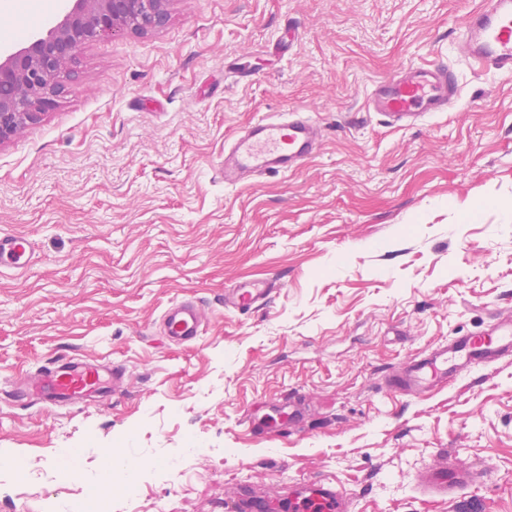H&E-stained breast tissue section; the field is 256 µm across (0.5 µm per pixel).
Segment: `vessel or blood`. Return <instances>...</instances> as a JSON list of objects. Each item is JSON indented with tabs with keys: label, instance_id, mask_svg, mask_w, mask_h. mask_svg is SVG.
Returning a JSON list of instances; mask_svg holds the SVG:
<instances>
[{
	"label": "vessel or blood",
	"instance_id": "vessel-or-blood-1",
	"mask_svg": "<svg viewBox=\"0 0 512 512\" xmlns=\"http://www.w3.org/2000/svg\"><path fill=\"white\" fill-rule=\"evenodd\" d=\"M459 46L463 56L486 71L512 74V0H482L461 23ZM460 95V86L443 62L411 67L377 81L368 95V109L382 113L392 123L410 125L421 118L447 111ZM320 127L307 112L268 115L242 128L224 145L221 168L224 183L237 185L241 175H269L299 168L318 150ZM32 244L26 235L0 232V267L21 269L30 265ZM277 288L275 279L238 281L224 291V306L244 313L266 305ZM206 313L191 300L174 301L163 314L166 340L197 341L204 332ZM512 353V323L493 325L489 332L458 336L431 349L405 367L392 381L404 396H420L447 379L449 373L470 365L494 362ZM126 368L95 362L68 361L38 371L26 395L54 404L103 399L124 392ZM484 477L483 472L457 467L447 459L421 471L422 492L443 501H457ZM298 512H347L346 498L335 486L320 483L298 492Z\"/></svg>",
	"mask_w": 512,
	"mask_h": 512
}]
</instances>
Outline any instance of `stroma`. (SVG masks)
<instances>
[{"instance_id": "stroma-1", "label": "stroma", "mask_w": 512, "mask_h": 512, "mask_svg": "<svg viewBox=\"0 0 512 512\" xmlns=\"http://www.w3.org/2000/svg\"><path fill=\"white\" fill-rule=\"evenodd\" d=\"M481 0H173L158 31L83 47L40 121L0 144V497L46 512L103 489L102 451L139 463L129 512H233L244 490L329 481L348 512H512V357L402 397L389 377L512 315V76L457 36ZM446 62L461 94L411 127L368 111L374 82ZM323 129L299 169L224 184V142L265 114ZM273 278L267 306L224 290ZM200 301L201 339L158 336ZM118 362L127 390L53 408L13 379ZM77 448L68 476L54 455ZM484 471L465 501L424 496L437 452ZM32 258V244L26 235L0 232V268L22 269L30 265Z\"/></svg>"}]
</instances>
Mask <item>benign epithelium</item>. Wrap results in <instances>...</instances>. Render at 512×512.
I'll list each match as a JSON object with an SVG mask.
<instances>
[{"label": "benign epithelium", "mask_w": 512, "mask_h": 512, "mask_svg": "<svg viewBox=\"0 0 512 512\" xmlns=\"http://www.w3.org/2000/svg\"><path fill=\"white\" fill-rule=\"evenodd\" d=\"M46 32L0 55V143L52 108L59 76L80 49L104 38L148 35L162 28L172 0H71Z\"/></svg>", "instance_id": "benign-epithelium-1"}]
</instances>
